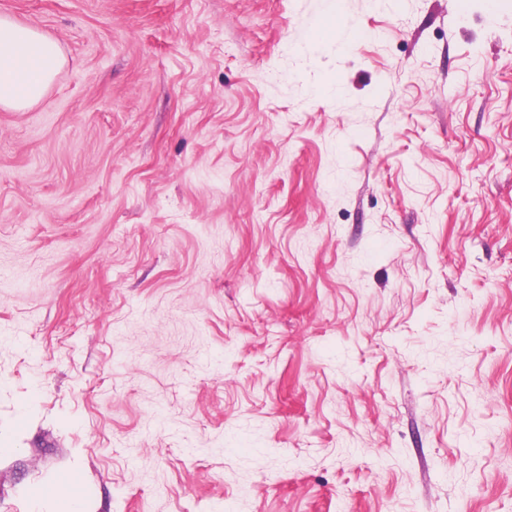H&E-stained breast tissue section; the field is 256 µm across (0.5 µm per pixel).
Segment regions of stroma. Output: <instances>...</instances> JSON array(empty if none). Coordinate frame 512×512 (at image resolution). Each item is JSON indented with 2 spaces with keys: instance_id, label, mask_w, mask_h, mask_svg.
<instances>
[{
  "instance_id": "35a3bbf8",
  "label": "stroma",
  "mask_w": 512,
  "mask_h": 512,
  "mask_svg": "<svg viewBox=\"0 0 512 512\" xmlns=\"http://www.w3.org/2000/svg\"><path fill=\"white\" fill-rule=\"evenodd\" d=\"M1 16L0 512H512V0ZM64 60L37 30L0 17V107L23 110L43 96Z\"/></svg>"
}]
</instances>
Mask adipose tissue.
Returning <instances> with one entry per match:
<instances>
[{"instance_id": "ef3b65f1", "label": "adipose tissue", "mask_w": 512, "mask_h": 512, "mask_svg": "<svg viewBox=\"0 0 512 512\" xmlns=\"http://www.w3.org/2000/svg\"><path fill=\"white\" fill-rule=\"evenodd\" d=\"M63 64L54 40L0 17V107L22 110L43 96Z\"/></svg>"}]
</instances>
